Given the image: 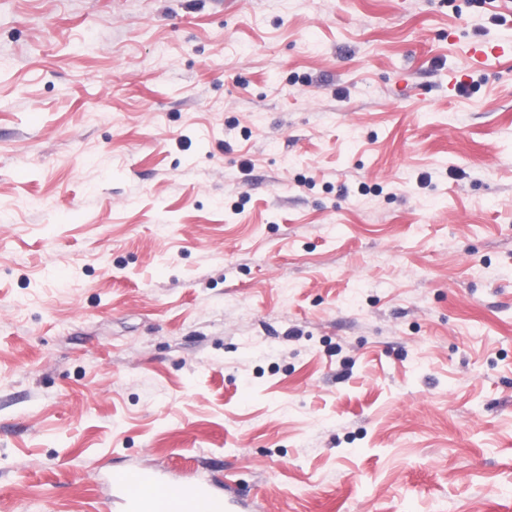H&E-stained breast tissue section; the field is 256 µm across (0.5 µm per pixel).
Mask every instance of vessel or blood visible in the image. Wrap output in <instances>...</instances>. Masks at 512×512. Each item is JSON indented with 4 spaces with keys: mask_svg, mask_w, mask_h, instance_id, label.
Segmentation results:
<instances>
[{
    "mask_svg": "<svg viewBox=\"0 0 512 512\" xmlns=\"http://www.w3.org/2000/svg\"><path fill=\"white\" fill-rule=\"evenodd\" d=\"M108 481L122 512H239L233 501L205 485H177L150 469L115 468Z\"/></svg>",
    "mask_w": 512,
    "mask_h": 512,
    "instance_id": "vessel-or-blood-1",
    "label": "vessel or blood"
}]
</instances>
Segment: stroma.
<instances>
[{"label":"stroma","mask_w":512,"mask_h":512,"mask_svg":"<svg viewBox=\"0 0 512 512\" xmlns=\"http://www.w3.org/2000/svg\"><path fill=\"white\" fill-rule=\"evenodd\" d=\"M512 0H0V512L115 465L253 512H512Z\"/></svg>","instance_id":"35a3bbf8"}]
</instances>
